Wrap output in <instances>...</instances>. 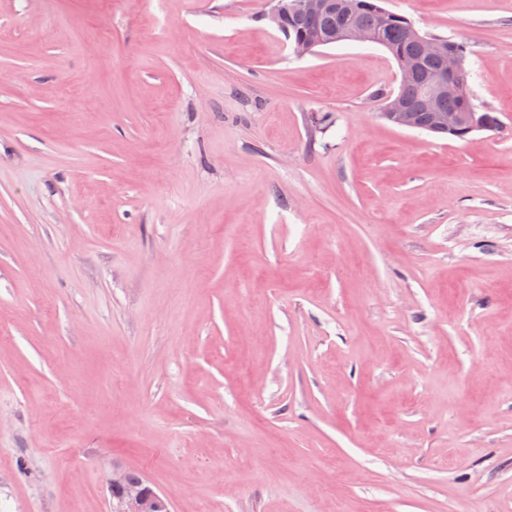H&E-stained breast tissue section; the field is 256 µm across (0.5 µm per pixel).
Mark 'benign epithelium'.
<instances>
[{
    "instance_id": "obj_1",
    "label": "benign epithelium",
    "mask_w": 512,
    "mask_h": 512,
    "mask_svg": "<svg viewBox=\"0 0 512 512\" xmlns=\"http://www.w3.org/2000/svg\"><path fill=\"white\" fill-rule=\"evenodd\" d=\"M333 0H270V9L267 17L272 26L278 28L281 20L289 15L315 17L331 8ZM411 40L420 49L416 56L399 58V71L401 78L406 80L417 74L427 58L438 57L443 62V70L429 75L422 89L420 104L429 112L430 121L427 129L432 132L455 133L457 128L467 122V115L463 112H441L438 110L442 99L450 95L457 83L463 77L460 58L449 51L446 46L422 34L416 28L410 30ZM340 40L347 42H374L370 33L361 26L351 23L347 26ZM388 123L400 127L413 129L414 116L400 101L390 106V111L381 113ZM107 488L109 492L120 490L117 498L113 499V512H159L167 506L168 498L151 486L129 485L126 483V471L120 467L112 468L108 475Z\"/></svg>"
}]
</instances>
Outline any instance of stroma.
<instances>
[{
    "instance_id": "1",
    "label": "stroma",
    "mask_w": 512,
    "mask_h": 512,
    "mask_svg": "<svg viewBox=\"0 0 512 512\" xmlns=\"http://www.w3.org/2000/svg\"><path fill=\"white\" fill-rule=\"evenodd\" d=\"M382 5L500 129L269 0H0V512H512V0ZM267 13L269 22L273 27L282 25L288 30V43L293 53L297 56L306 55L300 45L295 42H307L319 36L335 33L341 28L342 16L339 13H323L332 9L335 1L331 0H271ZM323 13V14H322ZM321 14V15H319ZM319 15V16H318ZM299 16V17H296ZM301 16L315 17L306 19ZM345 1L350 6L355 23L349 24L339 38L333 39L330 42L334 43L336 40H342L347 42L374 43V39L370 36V33L375 34L377 32L381 10L386 9L381 7L379 0ZM386 11L389 14V18L386 26L380 32V39L385 42V45L380 46L390 52L395 61L396 57L416 54L420 49L419 54L416 56H404L399 58L398 67L401 78L406 80L417 74L422 68L423 61L431 57H438L442 60L443 70L430 74L426 78L430 72L437 70L441 64L440 60L437 58L426 60L422 70L408 81L401 80L398 93L394 97H389L392 99L399 98L408 102L409 105L415 109V112H409L407 107L397 100L389 107L391 112L383 111L381 113L382 118L396 127L417 129L413 123L415 118L416 123L421 129L426 130L425 126L428 123L427 112H429L430 121L427 126L429 131L442 132L435 134L448 136L450 138L466 139L470 134L461 132L454 133L457 131L458 127L467 122V115L463 112H473L484 123L485 128L483 130H497L501 125L499 118L491 111L480 112L471 102L467 73L465 72V74H463L461 60L456 55L462 56L465 62L467 53L466 45L440 36L431 35L444 42L447 46L449 45L450 49L454 52L451 53L447 51L446 46L442 42L434 38H429L417 30L407 17L388 10ZM387 13L385 11L382 12L381 23L386 21ZM356 23L367 28L370 33ZM411 25L410 37L413 42L408 37V29ZM376 43L380 42L377 40L374 44ZM463 75L465 83L464 90L443 101L441 103V110L443 112H439L438 106L440 101L450 95ZM424 80L420 104L426 112L419 109L418 101L420 86ZM445 132L454 135H448V133ZM139 484L144 479L142 474L134 470H126L120 467H113L108 475L107 488L112 496V492L120 489L121 492L117 498L113 499V512H159L166 507L169 512L168 498L156 491L148 484ZM146 486V487H145Z\"/></svg>"
}]
</instances>
